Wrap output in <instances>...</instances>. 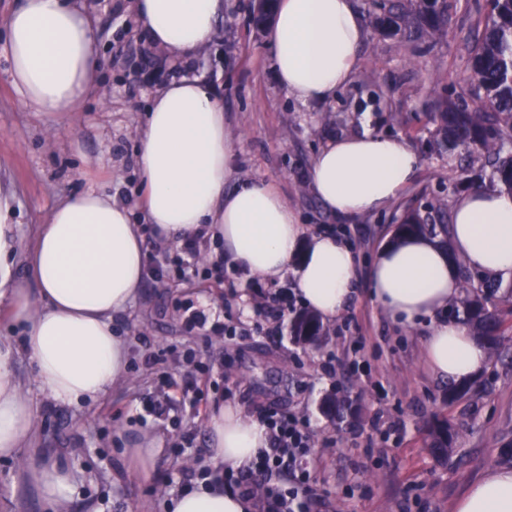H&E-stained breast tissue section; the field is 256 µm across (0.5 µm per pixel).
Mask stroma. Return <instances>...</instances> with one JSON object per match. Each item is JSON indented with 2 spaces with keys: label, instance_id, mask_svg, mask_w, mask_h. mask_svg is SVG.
<instances>
[{
  "label": "stroma",
  "instance_id": "stroma-1",
  "mask_svg": "<svg viewBox=\"0 0 512 512\" xmlns=\"http://www.w3.org/2000/svg\"><path fill=\"white\" fill-rule=\"evenodd\" d=\"M87 8L97 30L98 86L80 111L48 127L41 113L23 106L0 57V179L16 191L17 236L29 241L64 194L91 182H109L113 201L142 223L145 186L137 165L136 131L151 94L185 75L205 77L224 107L235 135V183L278 185L314 231L339 228L308 187L314 155L334 137L369 131L403 138L422 166L400 206L349 224L347 239L358 256L357 293L345 311L326 322L327 334L301 343L286 313L264 308L273 288L293 292V277L273 284L241 273L227 287L210 264L197 259V276L179 280V251L146 240L152 258L136 297L113 319L130 346L122 384L92 403L60 405L44 393L27 358L16 374L39 418L21 459H0V512H45L24 479L27 463L69 468L76 487L70 512H167L187 474L210 465L205 422L225 401L250 416L269 408L309 418L317 512H453L456 500L488 470L512 466V331L499 358L477 375L478 389L451 398L449 384L429 370L423 339L427 322L394 323L369 296L368 274L382 243L392 240L402 204L419 206L435 194L455 202L453 188L487 185L477 165L431 149L429 120L440 99L468 100L464 45L474 0H456L447 34L427 51L367 30L358 71L328 103H301L280 86L268 34L250 22L255 0H225L213 42L188 64L172 65L151 49L126 0H74ZM334 122H325V114ZM193 307L224 321L226 332L188 334L184 310ZM269 329L281 339L266 337ZM335 373L322 371L327 357ZM201 385V411L160 416L151 398L170 384ZM450 424L457 437L447 460H436L429 434ZM146 431L165 446L154 481L131 478L120 453V433ZM190 453L174 456L181 439Z\"/></svg>",
  "mask_w": 512,
  "mask_h": 512
}]
</instances>
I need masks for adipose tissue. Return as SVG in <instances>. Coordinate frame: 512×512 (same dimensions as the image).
I'll use <instances>...</instances> for the list:
<instances>
[{"mask_svg":"<svg viewBox=\"0 0 512 512\" xmlns=\"http://www.w3.org/2000/svg\"><path fill=\"white\" fill-rule=\"evenodd\" d=\"M146 42L174 63H187L214 39L224 0H133ZM96 28L71 0H20L5 40L7 76L21 101L54 124L78 111L94 90ZM280 85L297 101L329 102L357 72L365 27L355 0H278L269 33ZM137 164L146 184L145 220L162 243L182 244L205 232L230 265L274 281L293 275L304 304L336 318L354 295L357 256L341 234L311 232L273 184L229 189L234 136L224 108L204 77L185 76L158 89L137 132ZM421 167L398 137L370 134L329 140L313 158L309 185L336 219L351 222L386 209ZM13 197L0 192V301L22 338L0 335V458H16L35 429L37 411L15 375L19 354L37 381L62 405L94 401L124 379L126 342L113 317L136 296L146 275L143 237L129 209L107 186L67 196L38 225L28 246L15 235ZM451 250L422 235H404L376 252L370 295L392 319L432 317L426 361L443 380L462 382L487 362L482 343L461 322L438 318L458 296L452 263L460 258L484 276L512 273V194L473 189L453 206ZM25 260L28 279L15 274ZM211 459L240 468L267 447L266 428L235 406L206 423ZM163 441L131 437L123 450L130 477L152 481ZM29 483L48 512H65L75 492L71 470L28 467ZM247 500L223 485L197 483L172 497L171 512H247ZM454 512H512V467L491 470L455 503Z\"/></svg>","mask_w":512,"mask_h":512,"instance_id":"ef3b65f1","label":"adipose tissue"}]
</instances>
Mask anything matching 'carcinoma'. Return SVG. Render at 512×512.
<instances>
[{
  "label": "carcinoma",
  "mask_w": 512,
  "mask_h": 512,
  "mask_svg": "<svg viewBox=\"0 0 512 512\" xmlns=\"http://www.w3.org/2000/svg\"><path fill=\"white\" fill-rule=\"evenodd\" d=\"M454 0H378L371 14L372 27L405 42H432L448 29ZM471 104L442 101L431 116L437 148L450 153L476 154L489 166L490 182L512 192V0H493L488 11H477L472 42L464 47ZM445 200L435 198L423 208L404 207L396 235L423 234L449 246ZM461 273L462 298L452 304L448 315L465 323L491 355L505 333V320L498 304L512 301V277L475 284L472 272L456 257ZM294 336L315 341L323 327L315 315L301 312L292 323ZM453 438L442 440V431L431 434L435 456L448 458Z\"/></svg>",
  "instance_id": "obj_1"
}]
</instances>
